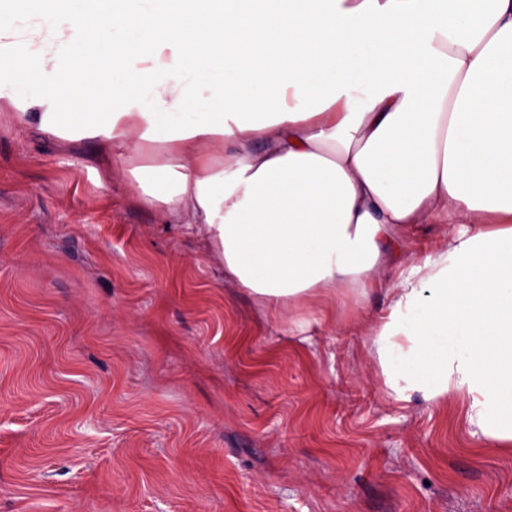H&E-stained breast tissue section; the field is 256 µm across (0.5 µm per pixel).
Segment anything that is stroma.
<instances>
[{
  "label": "stroma",
  "mask_w": 512,
  "mask_h": 512,
  "mask_svg": "<svg viewBox=\"0 0 512 512\" xmlns=\"http://www.w3.org/2000/svg\"><path fill=\"white\" fill-rule=\"evenodd\" d=\"M92 153L0 123V512H512V449L389 395L383 289L283 325Z\"/></svg>",
  "instance_id": "obj_1"
}]
</instances>
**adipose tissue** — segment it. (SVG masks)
<instances>
[{"instance_id": "ef3b65f1", "label": "adipose tissue", "mask_w": 512, "mask_h": 512, "mask_svg": "<svg viewBox=\"0 0 512 512\" xmlns=\"http://www.w3.org/2000/svg\"><path fill=\"white\" fill-rule=\"evenodd\" d=\"M0 114L90 142L262 305L384 288L391 396L512 447V0H0ZM414 224L464 230L384 282Z\"/></svg>"}]
</instances>
